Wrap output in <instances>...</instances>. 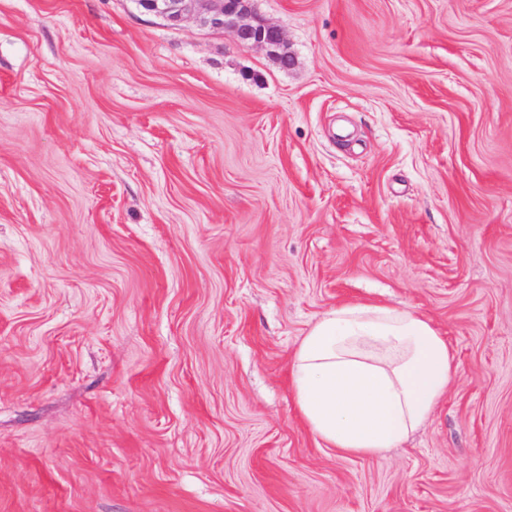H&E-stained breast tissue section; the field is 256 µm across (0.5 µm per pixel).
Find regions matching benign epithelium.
I'll list each match as a JSON object with an SVG mask.
<instances>
[{"instance_id":"obj_1","label":"benign epithelium","mask_w":512,"mask_h":512,"mask_svg":"<svg viewBox=\"0 0 512 512\" xmlns=\"http://www.w3.org/2000/svg\"><path fill=\"white\" fill-rule=\"evenodd\" d=\"M137 3L144 11L170 23L193 19L203 27L229 30L241 45L263 47L281 64L290 60L284 50L281 29L257 13L254 0H137Z\"/></svg>"}]
</instances>
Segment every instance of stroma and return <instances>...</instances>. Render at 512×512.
<instances>
[{
  "instance_id": "obj_1",
  "label": "stroma",
  "mask_w": 512,
  "mask_h": 512,
  "mask_svg": "<svg viewBox=\"0 0 512 512\" xmlns=\"http://www.w3.org/2000/svg\"><path fill=\"white\" fill-rule=\"evenodd\" d=\"M256 8L0 0V512H512V0ZM347 302L457 364L377 457L289 380ZM146 12L177 24L194 19L203 27L232 31L239 44L260 46L280 64L290 57L279 27L259 15L253 0H137Z\"/></svg>"
}]
</instances>
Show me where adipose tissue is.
I'll use <instances>...</instances> for the list:
<instances>
[{
    "instance_id": "1",
    "label": "adipose tissue",
    "mask_w": 512,
    "mask_h": 512,
    "mask_svg": "<svg viewBox=\"0 0 512 512\" xmlns=\"http://www.w3.org/2000/svg\"><path fill=\"white\" fill-rule=\"evenodd\" d=\"M456 374L432 324L394 305L343 304L300 339L290 365L298 412L325 447L348 457L404 443Z\"/></svg>"
}]
</instances>
